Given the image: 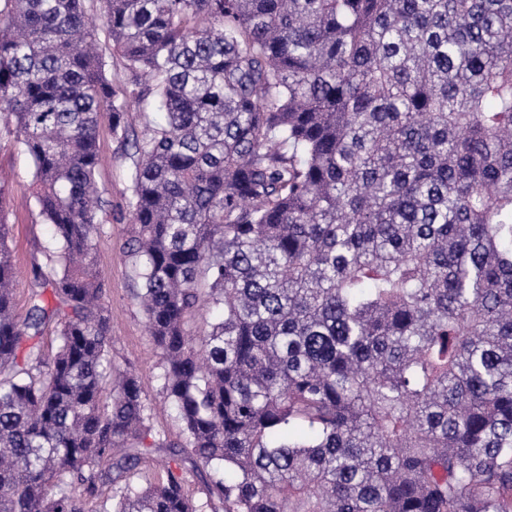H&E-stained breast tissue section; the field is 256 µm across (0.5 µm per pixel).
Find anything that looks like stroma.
<instances>
[{
    "instance_id": "obj_1",
    "label": "stroma",
    "mask_w": 512,
    "mask_h": 512,
    "mask_svg": "<svg viewBox=\"0 0 512 512\" xmlns=\"http://www.w3.org/2000/svg\"><path fill=\"white\" fill-rule=\"evenodd\" d=\"M6 121V116L0 115V174L7 179L0 207L4 208L10 226L9 245L20 274L15 302L18 313L23 314L28 309L30 270L33 265L48 263L47 230L32 195L31 159L6 133ZM100 152L105 162L99 168L96 180L103 197L112 201V221L105 225L96 240V259L108 283L104 305L111 315L112 362L117 368L135 374L152 405V427L165 435L169 442L168 447L152 449L138 473L133 475L132 482L140 487L156 481L162 475L164 465L168 464L182 469L186 488L195 500L208 502L205 491L208 472L194 470L188 455L173 448L174 443L181 440L180 423L162 392V358L153 345L142 310L133 297L137 281L132 265L121 249L131 231L125 211L126 161L111 136L101 138Z\"/></svg>"
}]
</instances>
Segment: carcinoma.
Here are the masks:
<instances>
[{
	"label": "carcinoma",
	"instance_id": "cac0c4a2",
	"mask_svg": "<svg viewBox=\"0 0 512 512\" xmlns=\"http://www.w3.org/2000/svg\"><path fill=\"white\" fill-rule=\"evenodd\" d=\"M102 2L119 85L92 0H0V113L56 245L22 318L0 215V512H204L171 469L119 484L167 439L110 356L105 130L224 512H512V0Z\"/></svg>",
	"mask_w": 512,
	"mask_h": 512
}]
</instances>
